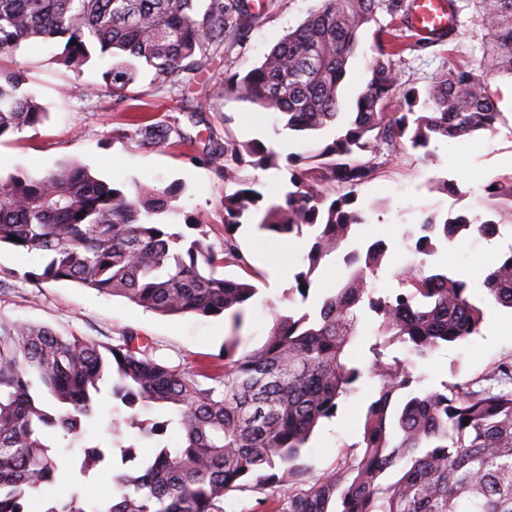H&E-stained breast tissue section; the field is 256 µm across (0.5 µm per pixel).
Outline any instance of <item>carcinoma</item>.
I'll return each instance as SVG.
<instances>
[{"instance_id": "1", "label": "carcinoma", "mask_w": 512, "mask_h": 512, "mask_svg": "<svg viewBox=\"0 0 512 512\" xmlns=\"http://www.w3.org/2000/svg\"><path fill=\"white\" fill-rule=\"evenodd\" d=\"M486 31L476 68L438 71L420 93L405 86L392 57L405 51L380 16L409 23L403 0H320L259 65L228 82L243 100L280 114L291 131L333 128L335 137L304 167L292 170L284 203L267 205L242 177L244 167L278 166V153L261 142L225 135L184 134L160 122L136 124V141L165 147L171 133L196 148L203 161L224 156L218 174L237 189L224 193V248L204 241V225L189 238L158 217L176 194L134 184L126 193L80 163L61 162L38 175L0 178V245L37 254L45 263L28 273L38 281L75 282L119 296L163 316L229 315L224 369L216 374L157 360L149 339L131 332L106 346L63 336L45 325L0 320V512H32L29 492L53 483L59 458L47 431L81 437L94 417L104 385L127 410L112 421L110 444L85 446L76 467L86 477L107 457L136 460L125 428L154 441L152 457L116 478V490L88 507L79 492L43 512H224L233 491L275 482H306L301 450L314 429L336 416L339 401L368 375L378 380L362 416L364 451L309 488L289 490L288 512H512V359L501 362L478 389L465 382L441 390L418 388L421 377L383 349L398 344L418 359L441 346L481 333L482 302L468 283L431 268L436 242H453L481 226L512 223V176L487 191L499 220L459 214L443 222L430 214L419 224L413 260L397 274L400 290L378 295L368 287L387 246L377 241L349 252V269L319 311L272 309L264 345L239 353L244 305L258 292L245 280L219 278L218 267L250 263L237 232L244 221L279 237L311 236L303 267L289 294L307 298L313 277L367 223L357 188L377 176L370 155L386 148L426 147L434 138L459 139L494 131L498 120L491 82L512 79V0H470ZM265 7L264 0H0V59L36 42H64L60 64L79 72L91 59L118 58L103 73L118 101L130 97L139 68L153 81L188 89L223 53L225 40ZM376 26L371 78L346 125L339 88L359 34ZM76 44H71V41ZM21 72L0 70V138L41 123L45 112L22 91ZM16 240H11V237ZM484 299L512 309V244L489 270ZM378 317L373 355L363 366L349 355L361 313ZM142 408L171 417L146 422ZM174 424L182 442H165ZM391 469L396 478L384 481Z\"/></svg>"}]
</instances>
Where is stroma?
<instances>
[{
  "label": "stroma",
  "mask_w": 512,
  "mask_h": 512,
  "mask_svg": "<svg viewBox=\"0 0 512 512\" xmlns=\"http://www.w3.org/2000/svg\"><path fill=\"white\" fill-rule=\"evenodd\" d=\"M316 5L317 0H272L271 7L248 29L225 42L223 62L215 63L201 76L189 102L160 91L153 85L151 73L144 72L132 86L130 99L120 103L104 88L106 62L92 60L77 74L59 64L61 45L40 43L22 48L17 53L18 68L27 81V90L35 94L47 116L36 128L0 138V176L42 173L60 161L73 159L126 192L132 191L137 181L161 187L176 184L180 187L176 210L164 215L163 223L176 231L184 230L189 219L205 224L208 244L222 249L225 186L217 174V163L193 161L185 146L176 142L161 149L139 145L130 117L139 113L155 121L175 119L182 132L195 135L209 129L217 140L229 134L241 142L256 139L272 147L286 140L290 154L301 158L321 150L331 142V131L277 130L274 112L241 101L232 93L218 95L213 91L214 78L252 69ZM458 31L454 43L405 51L396 63L401 82L425 88L436 72L461 54L478 49L483 29L474 9L461 12ZM373 46L372 30L363 31L342 89L346 101H353L370 78ZM511 84L505 79L491 84L500 112L495 132L451 143L435 141L428 149L410 150L391 160L383 154L376 156L380 165L377 177L358 190L360 201L370 204L371 209L366 223L356 226L350 245L362 249L378 239L386 242L387 252L372 281L378 292L398 288L396 273L413 257L410 236L417 232L424 212L443 217L459 213L488 216L485 186L512 176V101L503 95ZM464 168L470 170V177H461ZM447 180L457 183V192L444 190ZM237 238L249 263L261 274L260 291L246 305L243 326L237 331L244 352L265 343L272 307L318 310L323 298L347 273L343 261L330 262L326 272L314 277L307 299L292 300L288 290L294 284L293 275L302 263L303 252L289 251L286 241L269 238L252 224L243 225ZM511 243L512 223L504 224L499 236L490 240L474 235L439 245L433 265L467 280L477 296L485 270L498 263ZM41 262L39 255L10 246L0 248V319L43 324L62 335L83 336L105 345L117 343L132 331L151 339L156 358L168 365L214 373L222 370L224 340L235 332L230 318L162 316L75 283L29 278V271ZM484 312L481 334L442 347L429 360L416 361L413 372L422 376L423 388L481 380L501 361L512 358V310L488 303ZM375 387V380L363 378L358 391L340 401L336 417L324 421L314 432L302 450L309 479L323 477L338 463L361 454L357 419ZM112 417L111 402L102 401L96 416L85 423L80 445L58 442L57 453L63 463L72 465L81 457L83 447L107 443ZM127 470V465L116 459L79 483L63 473L43 494L62 500L76 490L94 505L104 495L106 477ZM287 498V487L274 483L232 493L224 501V512H283Z\"/></svg>",
  "instance_id": "35a3bbf8"
}]
</instances>
